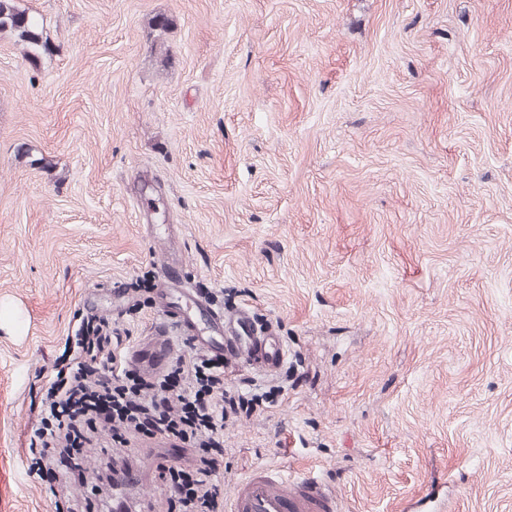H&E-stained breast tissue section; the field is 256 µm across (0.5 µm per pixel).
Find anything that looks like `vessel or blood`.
Returning <instances> with one entry per match:
<instances>
[{"instance_id":"vessel-or-blood-1","label":"vessel or blood","mask_w":512,"mask_h":512,"mask_svg":"<svg viewBox=\"0 0 512 512\" xmlns=\"http://www.w3.org/2000/svg\"><path fill=\"white\" fill-rule=\"evenodd\" d=\"M161 271L156 291L161 316L176 323L194 348L228 362L242 361L264 375L281 369L285 345L274 329L258 328L247 310L227 314L214 309L204 294L188 287L180 263L163 261ZM170 359L167 335L149 337L126 356L129 367L146 375L163 372ZM229 512H338V506L335 490L318 477L285 479L257 467L235 483Z\"/></svg>"}]
</instances>
